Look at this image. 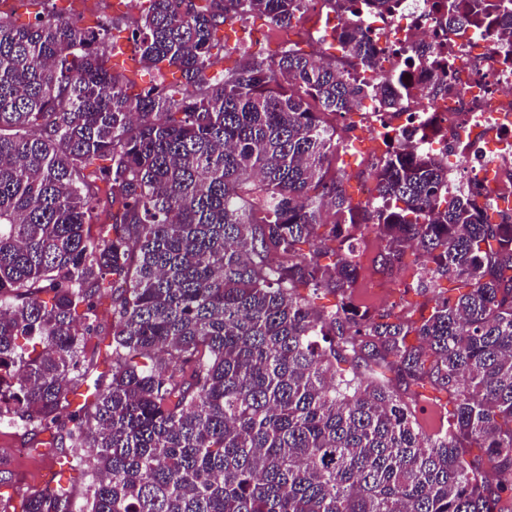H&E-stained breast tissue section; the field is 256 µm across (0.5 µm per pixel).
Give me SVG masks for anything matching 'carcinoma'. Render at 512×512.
Returning a JSON list of instances; mask_svg holds the SVG:
<instances>
[{
    "instance_id": "obj_1",
    "label": "carcinoma",
    "mask_w": 512,
    "mask_h": 512,
    "mask_svg": "<svg viewBox=\"0 0 512 512\" xmlns=\"http://www.w3.org/2000/svg\"><path fill=\"white\" fill-rule=\"evenodd\" d=\"M9 1L0 421L97 461L83 501L59 482L22 512H512V216L494 222L474 194L448 191L428 152L386 150L366 202L331 170L325 117L413 94L348 76L375 64L356 12L391 0H324L348 19L339 56L290 47L270 61L239 39L227 70L225 25L257 12L289 28L304 0H140L125 26L96 29L50 0ZM437 7L450 31L512 28V0ZM124 29L179 83L129 93L111 65ZM370 232L387 272L421 253L406 288L446 279L458 294L416 322L355 306ZM105 292L111 378L76 405ZM326 294L330 307L316 303ZM386 369L448 393L447 428L426 433ZM473 447L496 460L495 486L463 459Z\"/></svg>"
}]
</instances>
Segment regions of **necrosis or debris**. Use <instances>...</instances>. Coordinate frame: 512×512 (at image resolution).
Wrapping results in <instances>:
<instances>
[{
	"label": "necrosis or debris",
	"instance_id": "4bbe7bcc",
	"mask_svg": "<svg viewBox=\"0 0 512 512\" xmlns=\"http://www.w3.org/2000/svg\"><path fill=\"white\" fill-rule=\"evenodd\" d=\"M438 0H396L392 11H363L359 24L378 50L372 77L417 88L391 112L365 99L359 136L389 135L406 151L457 158L448 175L480 205L512 213V37L486 30L443 31Z\"/></svg>",
	"mask_w": 512,
	"mask_h": 512
}]
</instances>
